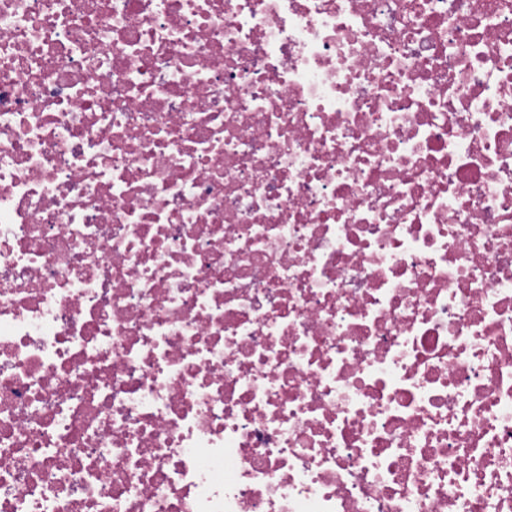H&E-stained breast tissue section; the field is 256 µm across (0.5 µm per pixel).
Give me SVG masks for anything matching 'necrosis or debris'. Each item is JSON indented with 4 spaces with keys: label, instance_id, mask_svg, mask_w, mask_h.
Masks as SVG:
<instances>
[{
    "label": "necrosis or debris",
    "instance_id": "obj_1",
    "mask_svg": "<svg viewBox=\"0 0 512 512\" xmlns=\"http://www.w3.org/2000/svg\"><path fill=\"white\" fill-rule=\"evenodd\" d=\"M0 512H512V0H0Z\"/></svg>",
    "mask_w": 512,
    "mask_h": 512
}]
</instances>
